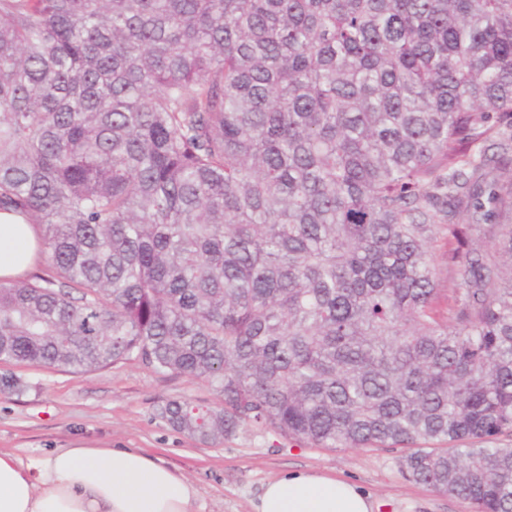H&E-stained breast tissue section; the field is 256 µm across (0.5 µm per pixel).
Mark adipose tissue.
<instances>
[{"label":"adipose tissue","mask_w":512,"mask_h":512,"mask_svg":"<svg viewBox=\"0 0 512 512\" xmlns=\"http://www.w3.org/2000/svg\"><path fill=\"white\" fill-rule=\"evenodd\" d=\"M39 229L0 211V278L37 260ZM197 487L135 448H59L40 457L0 452V512H195ZM256 512H377L355 482L290 471L266 483Z\"/></svg>","instance_id":"1"}]
</instances>
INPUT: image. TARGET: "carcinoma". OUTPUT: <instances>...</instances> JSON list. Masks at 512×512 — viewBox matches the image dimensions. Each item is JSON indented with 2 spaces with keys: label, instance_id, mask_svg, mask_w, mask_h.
Returning a JSON list of instances; mask_svg holds the SVG:
<instances>
[{
  "label": "carcinoma",
  "instance_id": "cac0c4a2",
  "mask_svg": "<svg viewBox=\"0 0 512 512\" xmlns=\"http://www.w3.org/2000/svg\"><path fill=\"white\" fill-rule=\"evenodd\" d=\"M509 117L512 0H0V211L47 264L0 279V364L201 379L161 408L199 442L512 512Z\"/></svg>",
  "mask_w": 512,
  "mask_h": 512
}]
</instances>
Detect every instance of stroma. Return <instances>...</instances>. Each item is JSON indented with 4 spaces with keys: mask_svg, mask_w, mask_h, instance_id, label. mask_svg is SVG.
<instances>
[{
    "mask_svg": "<svg viewBox=\"0 0 512 512\" xmlns=\"http://www.w3.org/2000/svg\"><path fill=\"white\" fill-rule=\"evenodd\" d=\"M0 450L40 456L79 440L94 447L139 448L199 490L198 512H253L264 483L288 471L350 479L379 512H480L473 501L405 479L396 454L376 448H315L249 425L224 443L203 444L160 415L171 400L216 407L200 380L155 373L138 362L82 374L25 364L0 365Z\"/></svg>",
    "mask_w": 512,
    "mask_h": 512,
    "instance_id": "35a3bbf8",
    "label": "stroma"
}]
</instances>
